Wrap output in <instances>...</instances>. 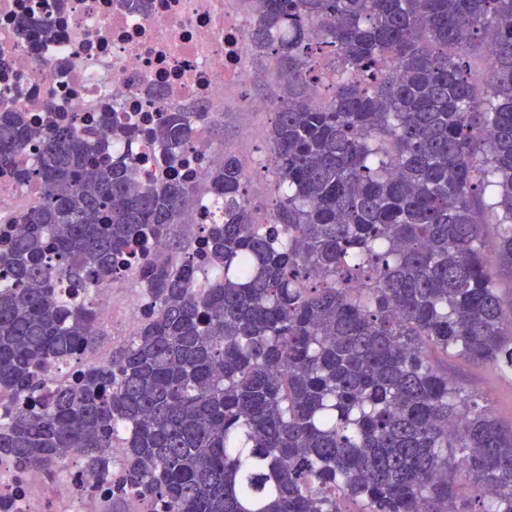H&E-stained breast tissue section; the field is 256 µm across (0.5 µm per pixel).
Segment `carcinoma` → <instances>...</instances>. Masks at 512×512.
I'll list each match as a JSON object with an SVG mask.
<instances>
[{
    "instance_id": "1",
    "label": "carcinoma",
    "mask_w": 512,
    "mask_h": 512,
    "mask_svg": "<svg viewBox=\"0 0 512 512\" xmlns=\"http://www.w3.org/2000/svg\"><path fill=\"white\" fill-rule=\"evenodd\" d=\"M248 37L282 79L275 210L224 152L202 290L172 235L196 186L0 115V168L38 141L42 193L0 250V458L101 473L119 442L112 503L147 512H512V429L432 358L512 372V0H259ZM192 121L159 118L173 167ZM138 253L142 327L78 363L87 294Z\"/></svg>"
}]
</instances>
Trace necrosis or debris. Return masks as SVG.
<instances>
[{
	"label": "necrosis or debris",
	"mask_w": 512,
	"mask_h": 512,
	"mask_svg": "<svg viewBox=\"0 0 512 512\" xmlns=\"http://www.w3.org/2000/svg\"><path fill=\"white\" fill-rule=\"evenodd\" d=\"M0 0V112L28 113L45 131L80 115V131L103 139L129 117L131 136L107 152L141 181L199 183L224 156L208 118L237 104L251 61L253 0ZM163 112H200L182 165L171 169L152 130ZM39 154L27 145L0 173V235L17 232L40 196L29 179ZM106 480L77 459L54 471L0 458V512H108Z\"/></svg>",
	"instance_id": "necrosis-or-debris-1"
}]
</instances>
